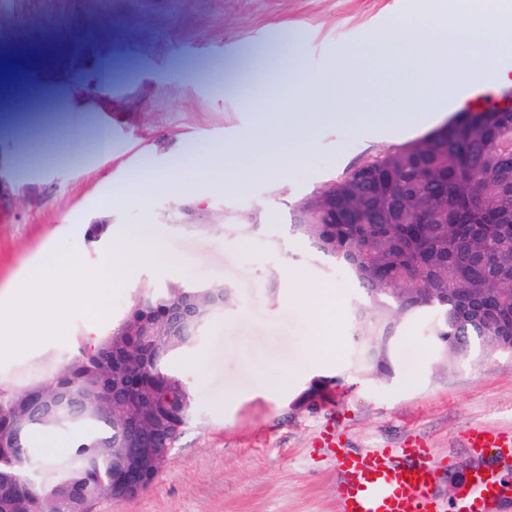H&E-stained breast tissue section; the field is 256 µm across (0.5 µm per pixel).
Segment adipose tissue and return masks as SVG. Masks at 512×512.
<instances>
[{
    "mask_svg": "<svg viewBox=\"0 0 512 512\" xmlns=\"http://www.w3.org/2000/svg\"><path fill=\"white\" fill-rule=\"evenodd\" d=\"M365 41L380 67L398 78L383 109L369 107L376 86L355 49L336 46L328 71L312 74L301 63L298 36L276 38L271 49L288 53L292 112L280 124L260 127L249 142L195 153L191 158L194 169L205 170L214 183L240 187L252 174L271 176L281 166L297 162L309 150L312 132L321 123L407 125L415 111L434 110L452 98L463 79L496 72L493 54L512 50V0H470L467 11L450 14L441 10L409 30L395 25L386 32H368ZM175 185L172 172L147 170L138 179L107 186L99 206L107 211L116 196H145ZM68 265V260L57 257L39 262L27 278L29 301L10 305L0 322L17 328L38 319L46 329H55L62 320L58 289Z\"/></svg>",
    "mask_w": 512,
    "mask_h": 512,
    "instance_id": "1",
    "label": "adipose tissue"
}]
</instances>
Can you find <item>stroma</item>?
I'll return each instance as SVG.
<instances>
[{
    "label": "stroma",
    "mask_w": 512,
    "mask_h": 512,
    "mask_svg": "<svg viewBox=\"0 0 512 512\" xmlns=\"http://www.w3.org/2000/svg\"><path fill=\"white\" fill-rule=\"evenodd\" d=\"M416 0H0V47L24 79L0 95V309L24 272L47 256L71 259L62 296L98 284L101 252L120 229L150 233L158 258L100 284L105 334L138 288L193 282L230 289L180 368L195 400L191 424L156 480L96 512H336V476L318 448L326 425L355 450L430 449L437 493L456 503L463 472L477 465L473 427L512 433V357L444 367L425 319L393 342L396 375H367L355 358L352 311L359 290L287 226L296 205L348 169L437 129L455 106L415 116L399 134L326 122L295 165L243 187L182 177L173 192L113 199L133 165L166 171L190 147L243 143L276 121L286 85H267L262 61L243 46L299 32L310 72L326 70L336 45L372 53L366 31L422 23ZM260 98L263 110L246 98ZM112 133L95 155L94 130ZM111 233L88 244V225ZM337 297L319 301L320 289ZM329 328L336 353L306 347ZM87 334L82 308L66 306L51 333L29 323L0 332V387L50 382ZM336 379L332 403L297 400L312 379Z\"/></svg>",
    "instance_id": "obj_1"
}]
</instances>
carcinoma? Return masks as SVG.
I'll return each instance as SVG.
<instances>
[{
	"label": "carcinoma",
	"instance_id": "cac0c4a2",
	"mask_svg": "<svg viewBox=\"0 0 512 512\" xmlns=\"http://www.w3.org/2000/svg\"><path fill=\"white\" fill-rule=\"evenodd\" d=\"M289 230L359 288L353 319L371 375L393 378L398 329L422 315L443 363L512 355V112H464L446 137L437 129L364 161L301 202ZM219 295L144 287L136 302L159 319L180 301L207 310ZM140 314L130 306L49 384L0 388V512H88L125 498L112 448L129 430L176 447L194 407L176 360L197 334L141 336ZM331 386L316 378L301 399L324 404ZM35 430L68 433L70 453L46 466L27 445Z\"/></svg>",
	"mask_w": 512,
	"mask_h": 512
}]
</instances>
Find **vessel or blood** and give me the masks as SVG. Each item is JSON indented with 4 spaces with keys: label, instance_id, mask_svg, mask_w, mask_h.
<instances>
[{
    "label": "vessel or blood",
    "instance_id": "obj_1",
    "mask_svg": "<svg viewBox=\"0 0 512 512\" xmlns=\"http://www.w3.org/2000/svg\"><path fill=\"white\" fill-rule=\"evenodd\" d=\"M468 444L483 464L470 470L462 497L468 512H491L504 497L503 469L512 464V436L491 428H475ZM336 472L337 512H445L435 492L438 468L426 448H347L336 431L322 434Z\"/></svg>",
    "mask_w": 512,
    "mask_h": 512
}]
</instances>
